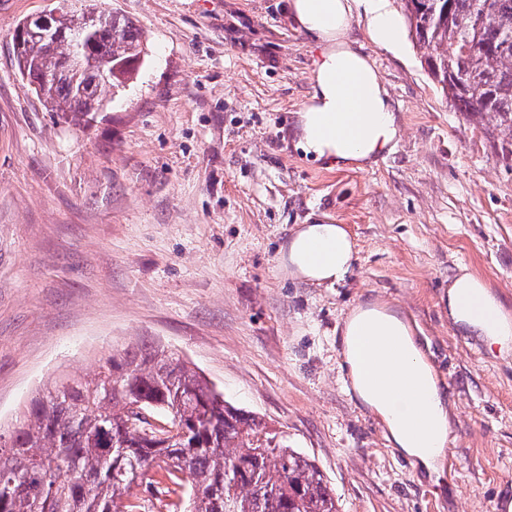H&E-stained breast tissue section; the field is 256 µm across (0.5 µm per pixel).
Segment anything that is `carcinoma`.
I'll return each mask as SVG.
<instances>
[{
	"instance_id": "carcinoma-1",
	"label": "carcinoma",
	"mask_w": 512,
	"mask_h": 512,
	"mask_svg": "<svg viewBox=\"0 0 512 512\" xmlns=\"http://www.w3.org/2000/svg\"><path fill=\"white\" fill-rule=\"evenodd\" d=\"M401 2L448 104L490 119L511 162L512 0ZM50 15L56 39L32 23L14 44L21 76L51 112L102 111L145 56L140 30L104 10ZM142 484L172 512H341L315 460L153 343L56 377L0 431V512H132L122 499Z\"/></svg>"
}]
</instances>
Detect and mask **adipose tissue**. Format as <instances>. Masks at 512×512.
<instances>
[{"mask_svg":"<svg viewBox=\"0 0 512 512\" xmlns=\"http://www.w3.org/2000/svg\"><path fill=\"white\" fill-rule=\"evenodd\" d=\"M286 3L298 30L312 37L318 50L308 101L295 117V150L329 170L376 164L396 147L399 120L384 79L349 31L354 8H361L370 40L401 53L400 17L388 0ZM279 252L291 278L330 287L351 274L355 243L344 225L302 224ZM447 306L462 335L477 337L499 355L512 354V314L478 275L465 269L456 273L448 282ZM340 338V367L350 394L381 419L391 447L439 483L453 402L405 318L366 299L345 317Z\"/></svg>","mask_w":512,"mask_h":512,"instance_id":"1","label":"adipose tissue"}]
</instances>
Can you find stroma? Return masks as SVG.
Wrapping results in <instances>:
<instances>
[{
	"label": "stroma",
	"mask_w": 512,
	"mask_h": 512,
	"mask_svg": "<svg viewBox=\"0 0 512 512\" xmlns=\"http://www.w3.org/2000/svg\"><path fill=\"white\" fill-rule=\"evenodd\" d=\"M147 41L137 80L92 118L48 111L13 34L83 0H0V425L58 372L94 374L143 339L314 459L343 512H491L512 503V357L459 335L442 300L459 266L512 311V169L492 126L450 108L421 53L349 36L401 127L367 170L292 146L314 40L284 0H100ZM342 224L351 275L288 278L298 224ZM399 310L455 403L446 482L389 447L347 391L339 329L361 298Z\"/></svg>",
	"instance_id": "35a3bbf8"
}]
</instances>
